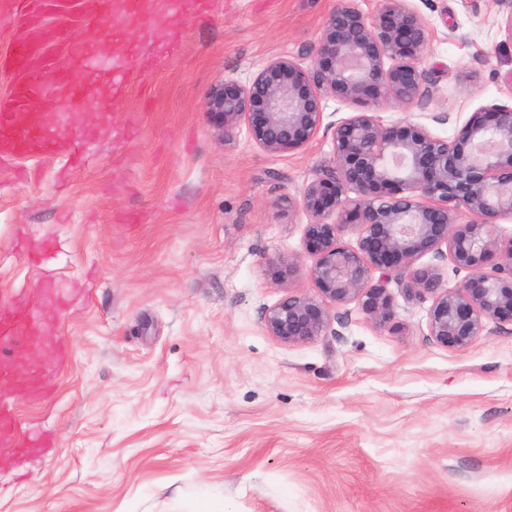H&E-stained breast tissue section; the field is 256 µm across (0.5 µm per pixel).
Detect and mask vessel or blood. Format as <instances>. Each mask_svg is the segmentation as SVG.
Wrapping results in <instances>:
<instances>
[{
  "mask_svg": "<svg viewBox=\"0 0 512 512\" xmlns=\"http://www.w3.org/2000/svg\"><path fill=\"white\" fill-rule=\"evenodd\" d=\"M65 8V0H0V14L11 19V47L0 54V73L11 80L10 90L0 94L1 155L57 156L66 151L64 133L44 131L36 110L47 86L77 90L76 74L87 66V56L74 41L84 15L68 13L61 25L49 20L53 12ZM32 308V300H25L13 321L0 324V354L37 343V332L30 323ZM0 434L14 437L16 449L23 453L49 443L45 436L36 442L17 436L12 414L2 407Z\"/></svg>",
  "mask_w": 512,
  "mask_h": 512,
  "instance_id": "b4317fda",
  "label": "vessel or blood"
}]
</instances>
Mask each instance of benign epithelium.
Instances as JSON below:
<instances>
[{"label": "benign epithelium", "mask_w": 512, "mask_h": 512, "mask_svg": "<svg viewBox=\"0 0 512 512\" xmlns=\"http://www.w3.org/2000/svg\"><path fill=\"white\" fill-rule=\"evenodd\" d=\"M364 12L336 0L303 65L290 56L269 60L253 79L215 84L206 99L224 141L241 122L270 155L301 150L326 127L332 156L288 209L310 218L304 230L313 292L290 294L264 312L267 333L285 345L308 343L330 326V308L355 303L377 327L395 317L388 284L407 297L432 296L428 336L466 350L487 324L512 325V104L471 113L452 139L419 122L382 123L372 109L392 102L406 110L434 99L422 68L432 37L409 0H375ZM360 110L323 124L324 99ZM356 246L343 244L346 230ZM426 254L469 272L458 287L437 265L417 266ZM297 272L290 257L267 265L281 285Z\"/></svg>", "instance_id": "7a95c632"}]
</instances>
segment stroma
Masks as SVG:
<instances>
[{"instance_id": "obj_1", "label": "stroma", "mask_w": 512, "mask_h": 512, "mask_svg": "<svg viewBox=\"0 0 512 512\" xmlns=\"http://www.w3.org/2000/svg\"><path fill=\"white\" fill-rule=\"evenodd\" d=\"M433 36L429 108L384 102L383 123L470 115L512 101L501 0H411ZM336 0H219L181 19L163 0L77 30L96 59L151 84L87 75L64 160L0 163V317L23 288H51L34 318L65 353L29 348L44 393L0 389L47 453L0 447V512H512V326L463 351L427 331L431 298L390 284L395 319L332 310L316 340L284 345L265 309L312 283L298 198L332 153L319 131L273 156L239 131L225 144L209 90L249 82L273 57L311 65ZM293 255L277 286L267 263Z\"/></svg>"}]
</instances>
